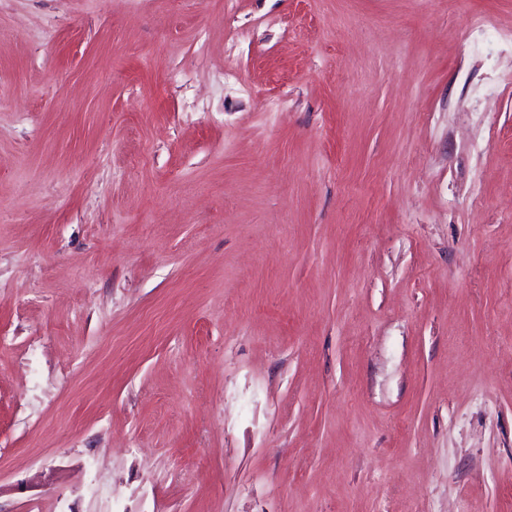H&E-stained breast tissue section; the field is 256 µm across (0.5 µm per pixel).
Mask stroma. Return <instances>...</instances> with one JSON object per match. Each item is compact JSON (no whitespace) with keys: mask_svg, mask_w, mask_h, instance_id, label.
I'll return each mask as SVG.
<instances>
[{"mask_svg":"<svg viewBox=\"0 0 512 512\" xmlns=\"http://www.w3.org/2000/svg\"><path fill=\"white\" fill-rule=\"evenodd\" d=\"M512 512V0H0V512Z\"/></svg>","mask_w":512,"mask_h":512,"instance_id":"obj_1","label":"stroma"}]
</instances>
